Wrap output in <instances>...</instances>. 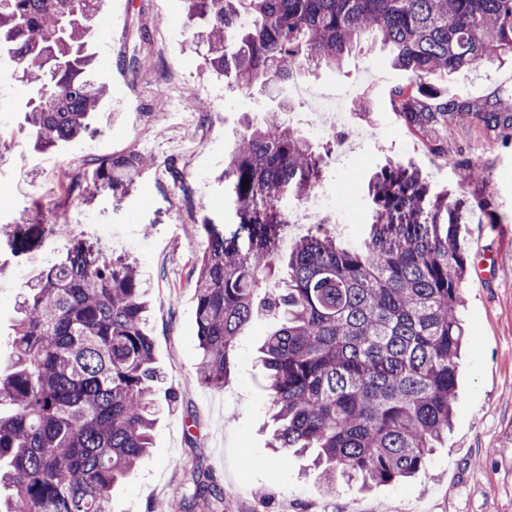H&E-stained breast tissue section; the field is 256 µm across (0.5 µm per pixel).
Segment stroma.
<instances>
[{
	"label": "stroma",
	"instance_id": "obj_1",
	"mask_svg": "<svg viewBox=\"0 0 512 512\" xmlns=\"http://www.w3.org/2000/svg\"><path fill=\"white\" fill-rule=\"evenodd\" d=\"M113 0H102L89 47L108 55L111 73L94 67L108 93L93 113L88 132L47 152L34 149L25 122L28 87L11 77L12 63L0 59V372L13 360L16 299L46 264L62 256L72 239L93 240L97 226L111 224L123 238L130 262L145 280L150 303L149 334L165 378L157 391L160 411L149 458L112 491L110 512H203L174 498L176 487L195 479L224 490V512H346L357 502L370 512H512V139L486 129L475 111L512 94V64L482 66L439 81L440 99L457 105L450 129H418L393 104V92L408 75L393 70L380 46L364 47L339 70L313 69L289 86L290 117L309 132L308 95L348 90L347 121L332 135L362 141L355 153L329 161L327 183L338 208L328 223L356 214L358 239L370 231L373 202L368 184L387 161L415 167L432 192L465 199L480 195L481 212H465L458 237L468 258L464 304L458 315L468 331L462 352L453 426L436 448L430 466L415 478L366 490L340 487L327 495L307 459L271 475L258 460L271 459L272 429L265 370L256 351L277 327L256 316L238 340V363L221 389L201 384L197 373V325L191 272L204 246L201 220L230 224L234 209L221 175L235 147L243 117L258 119L273 109L265 95L228 88L205 68L203 47L193 42L184 0H130L128 13L104 25ZM156 22L148 44L138 29ZM141 49L137 72L122 71V56ZM199 97L207 113L182 111ZM130 149L159 163L121 204L98 196L86 202L68 193L72 178L91 162ZM176 162L187 174L178 186L165 171ZM484 172L472 183L471 168ZM67 225L68 234L54 232ZM36 228V245L15 253L7 233ZM499 258L498 277L477 282L482 256ZM174 390L176 401L165 399Z\"/></svg>",
	"mask_w": 512,
	"mask_h": 512
}]
</instances>
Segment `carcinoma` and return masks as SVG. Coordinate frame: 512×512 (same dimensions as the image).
<instances>
[{
	"label": "carcinoma",
	"mask_w": 512,
	"mask_h": 512,
	"mask_svg": "<svg viewBox=\"0 0 512 512\" xmlns=\"http://www.w3.org/2000/svg\"><path fill=\"white\" fill-rule=\"evenodd\" d=\"M204 64L231 88L270 91L311 68H341L378 43L414 83L395 107L423 129L455 107L433 105L424 79L512 59V0H185ZM100 0H0V52L30 92L26 123L47 150L89 127L106 88L87 39ZM512 129V106L477 113ZM324 156L279 110L245 118L224 168L235 223L201 227L191 278L200 381L224 387L243 327L262 307L280 326L260 348L275 428V468L313 454L325 492L337 481L394 485L431 463L448 433L465 344L458 318L467 257L463 202L430 194L421 174L388 162L373 176L375 214L358 246L318 230L288 261L273 238L319 185ZM152 168L130 150L95 161L70 191L127 198ZM249 187L243 188L244 179ZM278 285L269 289V281ZM145 282L138 267L86 239L47 266L19 304L15 355L0 375V512H109L112 489L148 457L157 411ZM193 499L223 503L196 482Z\"/></svg>",
	"instance_id": "carcinoma-1"
}]
</instances>
